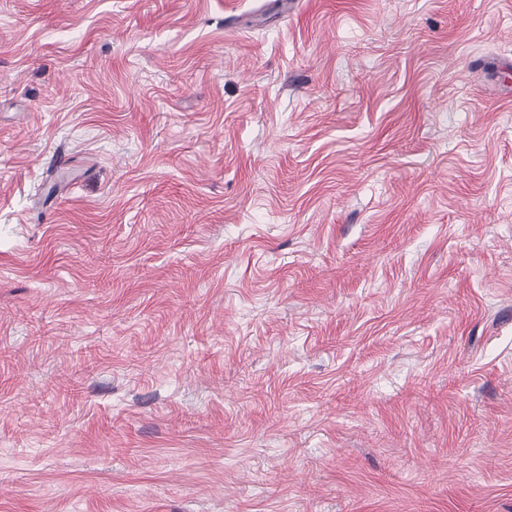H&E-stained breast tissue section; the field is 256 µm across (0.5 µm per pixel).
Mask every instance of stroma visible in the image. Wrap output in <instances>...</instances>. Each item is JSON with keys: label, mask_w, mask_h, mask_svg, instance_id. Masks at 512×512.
<instances>
[{"label": "stroma", "mask_w": 512, "mask_h": 512, "mask_svg": "<svg viewBox=\"0 0 512 512\" xmlns=\"http://www.w3.org/2000/svg\"><path fill=\"white\" fill-rule=\"evenodd\" d=\"M271 2L0 0V512H512V0Z\"/></svg>", "instance_id": "stroma-1"}]
</instances>
